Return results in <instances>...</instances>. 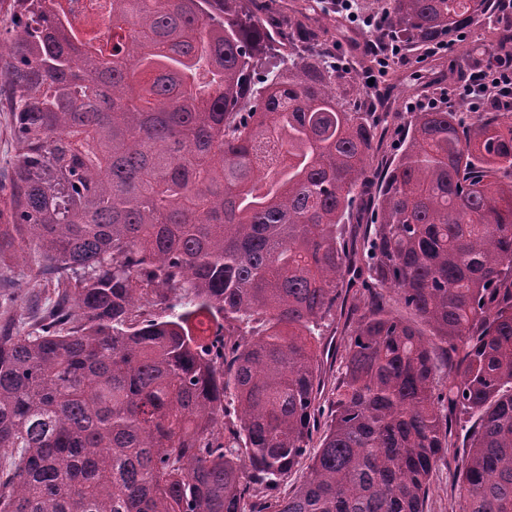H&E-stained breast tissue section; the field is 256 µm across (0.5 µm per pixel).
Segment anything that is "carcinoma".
Instances as JSON below:
<instances>
[{"mask_svg":"<svg viewBox=\"0 0 512 512\" xmlns=\"http://www.w3.org/2000/svg\"><path fill=\"white\" fill-rule=\"evenodd\" d=\"M90 2L10 0L0 52V263L54 288L0 325V512H430L455 426L462 512H512V113H410L377 182L389 113L338 92L314 5ZM490 2L381 0L379 37ZM13 116L7 108L0 107V224L6 223L10 197L13 191L15 168V144L13 136Z\"/></svg>","mask_w":512,"mask_h":512,"instance_id":"1","label":"carcinoma"}]
</instances>
